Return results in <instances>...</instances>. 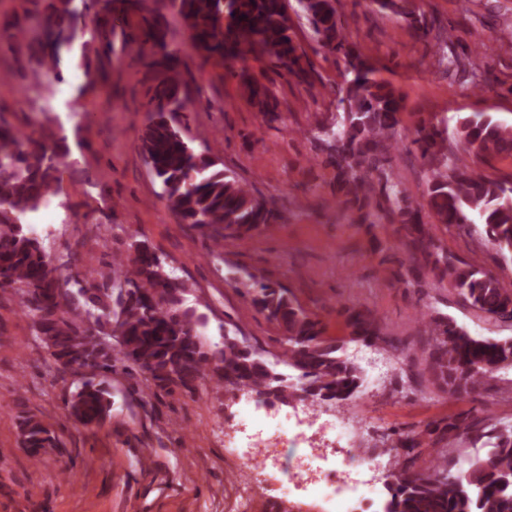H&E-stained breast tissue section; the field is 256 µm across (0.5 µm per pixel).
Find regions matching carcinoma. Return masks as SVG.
Masks as SVG:
<instances>
[{
  "label": "carcinoma",
  "instance_id": "carcinoma-1",
  "mask_svg": "<svg viewBox=\"0 0 512 512\" xmlns=\"http://www.w3.org/2000/svg\"><path fill=\"white\" fill-rule=\"evenodd\" d=\"M169 12L150 9L147 0H111L102 11L97 0H46L37 20L49 38L38 54L31 85L51 71L64 80L62 66L81 72L77 96L95 88L93 60L120 51L136 55L151 74L147 123L140 136L146 166L160 185L158 197L179 224L224 242L267 230L280 218L268 200L257 197L240 177L186 137L193 102L185 90L179 55L204 60L217 55L227 63L259 50L288 73L301 75L302 54L290 34L286 0H168ZM417 22L414 0H373ZM322 47L342 55L350 79L339 89L343 114L330 130L328 166L345 202L374 223L375 193L414 243L427 255L435 276L448 284L486 319L512 320V284L440 249L419 217L427 210L447 229L468 231L480 224L502 258H512V181L476 173L471 164L492 157L512 158V124L487 112L457 116L454 128L436 116L420 121L411 146L426 169L425 203L412 206L406 190L388 168L402 98L377 78L376 66L348 38L336 0H300ZM188 40L171 46L172 20ZM45 147L0 121V291L18 295L45 348L50 371L79 376L96 371L65 401L69 418L91 430L111 417L112 372L136 371L151 389L190 393L210 378L231 390L260 396L274 407L293 401L345 406L360 391L359 367L344 355L345 341L325 336L320 321L283 286L249 277L242 295L281 330L282 353L273 362L265 351L236 336L213 348L204 338L206 316L183 306V287L166 268L163 256L145 239L131 236L129 253L112 264L83 274L50 259L29 223L31 213L61 193V172L70 164L66 138L42 126ZM350 339L373 344L381 339L375 320L354 312ZM429 357L438 380L452 394H468L482 380L512 368V338L472 335L447 316L426 322ZM119 332L115 347L102 337ZM485 439V458L460 463L447 446L471 436ZM21 443L33 456L58 447L53 432L35 415L20 422ZM436 449L427 472L412 470L419 449ZM389 453L382 512H512V427L485 430L467 416L420 433H397Z\"/></svg>",
  "mask_w": 512,
  "mask_h": 512
}]
</instances>
